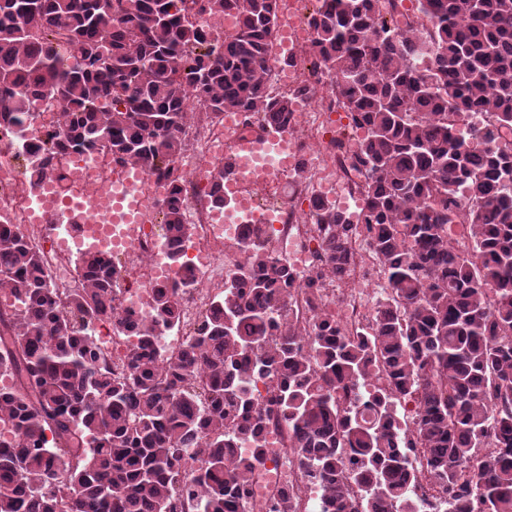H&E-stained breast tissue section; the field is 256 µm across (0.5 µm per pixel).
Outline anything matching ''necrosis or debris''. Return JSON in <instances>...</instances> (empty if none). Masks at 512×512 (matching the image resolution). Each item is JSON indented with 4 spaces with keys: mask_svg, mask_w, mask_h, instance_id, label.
<instances>
[{
    "mask_svg": "<svg viewBox=\"0 0 512 512\" xmlns=\"http://www.w3.org/2000/svg\"><path fill=\"white\" fill-rule=\"evenodd\" d=\"M309 5L310 0L278 2L272 55L292 56L297 64L289 70L274 68L269 93H295L302 86L309 89L308 95L297 96L286 130L252 124L244 112L225 113L223 120L206 126L191 122L183 130L188 147L172 167L182 178L184 204L195 227L184 248L190 253L187 265L196 283L183 298L182 322L157 339L155 349L159 357L177 356L190 344L201 313L213 295L222 291L225 279L246 255V225H266L274 257L296 273L288 316L307 330L314 316L306 304V278L321 269L323 255L322 232L311 220L316 202H332L349 215L353 225L363 221L367 201L360 185L364 177L356 168L355 159L366 133L360 129L354 135H346L340 118L342 108L329 79L323 73L312 72L310 64L304 61V50L312 37L306 22ZM249 138L259 143L254 168L271 172L281 186L280 191L270 192V202L262 210L237 204L228 209L206 205L210 191L207 172L223 165L225 150L231 143ZM283 140L307 156L304 180H296L295 168L280 165L277 146ZM21 151L18 137L9 128L0 127V223L18 227L32 244L44 247L47 272L61 296L78 284L81 270L71 267L72 259L84 258L89 252L106 258L123 256L124 276L117 289L120 312L136 318L148 315L155 287L169 283L177 274L176 268L168 263V248L160 244L153 225L113 224L105 237L90 226L77 239L70 228L54 233L47 225L30 223L29 213L36 198L22 188L26 173L17 165ZM56 163L64 179L52 182L51 189L63 198L77 191L95 196L103 187L124 185L125 165L105 149L64 154L57 157ZM349 247L353 264L348 276L341 281L324 278L318 291L322 308L333 311L348 334L358 329L371 330L373 307L379 294L374 283L381 278L380 267L361 236H353ZM396 411L403 432L401 451L415 475L406 489L421 504L422 512H434L435 479L424 464L423 449L414 442L415 405L401 402ZM263 440L264 463L253 472L251 492L238 512H273L284 496L297 505L298 512H326L322 487L298 465L297 453L286 432L277 425H269Z\"/></svg>",
    "mask_w": 512,
    "mask_h": 512,
    "instance_id": "necrosis-or-debris-1",
    "label": "necrosis or debris"
}]
</instances>
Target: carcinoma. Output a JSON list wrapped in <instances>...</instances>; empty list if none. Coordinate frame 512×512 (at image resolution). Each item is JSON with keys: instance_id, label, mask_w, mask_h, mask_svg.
<instances>
[{"instance_id": "carcinoma-1", "label": "carcinoma", "mask_w": 512, "mask_h": 512, "mask_svg": "<svg viewBox=\"0 0 512 512\" xmlns=\"http://www.w3.org/2000/svg\"><path fill=\"white\" fill-rule=\"evenodd\" d=\"M418 3L424 32L372 0H317L308 19L305 55L367 133L357 158L368 173L363 222L385 278L373 335L345 336L322 311L313 354H300L301 327L282 321L296 276L253 225L195 342L157 357L155 341L180 322L179 296L193 281L177 244L194 226L175 181L160 207L162 237L183 274L155 291L133 327L114 315V262H82V287L62 310L42 251L0 224V292L12 298L0 307V373L13 379L0 388V429L17 438L0 441V512H236L273 416L330 512H355L352 484L371 512H419L405 492L401 399L417 403L416 439L448 512H512V0ZM193 9L232 11L238 27L221 36L186 21ZM276 9L277 0H0V125L34 132L35 105L49 98L62 109L29 184L62 179L54 155L103 145L162 172L184 150L193 89L214 118L247 112L286 126L293 96L266 91ZM423 57L431 66L416 74ZM476 110L490 120L465 142L448 113ZM223 192L221 168L211 204L224 205ZM460 219L470 244L453 247L448 226ZM313 220L327 273L340 279L356 229L329 205ZM103 320L138 338L126 375L90 335ZM252 362L277 380L266 406L251 401L243 376ZM380 370L385 385L340 398ZM243 434L256 451L229 466L224 449ZM488 445L497 453L485 460L476 449ZM346 448L356 455L348 470Z\"/></svg>"}]
</instances>
